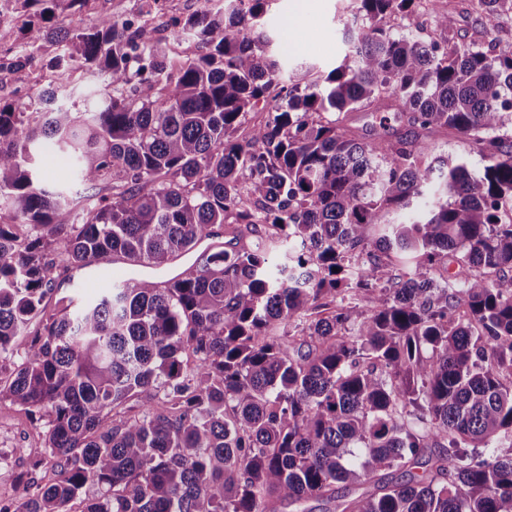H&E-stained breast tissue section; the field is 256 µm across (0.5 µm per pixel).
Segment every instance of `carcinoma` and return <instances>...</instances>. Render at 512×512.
I'll use <instances>...</instances> for the list:
<instances>
[{"label":"carcinoma","instance_id":"obj_1","mask_svg":"<svg viewBox=\"0 0 512 512\" xmlns=\"http://www.w3.org/2000/svg\"><path fill=\"white\" fill-rule=\"evenodd\" d=\"M85 2L22 0L41 9L0 64L19 90L57 46L38 99L0 97V402L46 418L45 455L0 469V512H512V54L455 40L437 0L428 40L386 28L422 0H355L352 49L286 87L253 36L269 0L204 7L163 39V0L45 25ZM509 10L469 4L489 30ZM185 33L197 53L175 61ZM84 66L108 74L102 105L53 106ZM358 109L368 136L343 125ZM440 129L482 169L432 156ZM47 144L92 193L43 184ZM224 224L270 246L237 233L174 281L43 305L62 265L165 268ZM90 9L81 12L56 11L47 21L53 27H59L57 20L61 16L69 18L68 29H77L90 25L100 16H110L113 21L122 22L135 18L140 9V0H91Z\"/></svg>","mask_w":512,"mask_h":512}]
</instances>
